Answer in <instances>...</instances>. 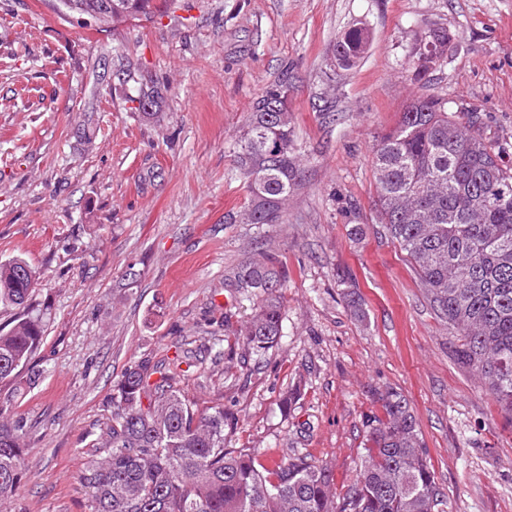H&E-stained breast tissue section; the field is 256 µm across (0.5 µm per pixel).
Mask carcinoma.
Instances as JSON below:
<instances>
[{"mask_svg":"<svg viewBox=\"0 0 512 512\" xmlns=\"http://www.w3.org/2000/svg\"><path fill=\"white\" fill-rule=\"evenodd\" d=\"M69 11L122 19L149 10L150 0H60ZM430 51L416 52L422 79L448 51V34L434 30ZM368 29L354 26L334 47L339 65L365 53ZM291 82L283 73L252 106L236 164L248 179L247 224H279L301 178L288 108ZM166 88L139 89V108L159 106ZM379 224L406 253L457 356L480 375L501 410L512 415V168L482 137L477 116L463 123L444 99L422 94L406 102L395 126L374 147ZM36 275L20 257L0 261V309H23L0 328V380L18 397L38 383L31 360L42 343L49 308L32 301ZM238 286L261 302L235 343L253 354L276 345L282 330L278 289L284 275L269 258L241 265ZM139 361L125 369L112 394L102 446L84 464L79 482L89 512H447L421 432L406 396L379 397L383 417L368 421L370 448L351 489L336 495L327 467L296 454L272 471L254 448H229L234 418L224 404L201 405L178 388L185 371ZM27 421L0 400V500L16 492L26 452Z\"/></svg>","mask_w":512,"mask_h":512,"instance_id":"obj_1","label":"carcinoma"}]
</instances>
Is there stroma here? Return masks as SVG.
Returning a JSON list of instances; mask_svg holds the SVG:
<instances>
[{
    "label": "stroma",
    "mask_w": 512,
    "mask_h": 512,
    "mask_svg": "<svg viewBox=\"0 0 512 512\" xmlns=\"http://www.w3.org/2000/svg\"><path fill=\"white\" fill-rule=\"evenodd\" d=\"M360 23L369 46L341 68L333 46ZM433 29L448 57L414 80ZM284 71L302 177L282 223L244 224L239 135ZM151 82L167 94L148 119L136 97ZM424 93L478 109L512 165V0H161L115 22L0 0V260L29 262L51 312L41 378L14 404L25 477L0 512H88L79 474L115 382L176 357L190 365L185 394L235 416L234 447L270 467L310 455L340 494L380 393L401 391L448 512H512V416L457 364V338L377 231L376 140ZM265 255L286 273L282 337L227 356L253 309L233 273ZM352 285L361 320L343 299Z\"/></svg>",
    "instance_id": "35a3bbf8"
}]
</instances>
